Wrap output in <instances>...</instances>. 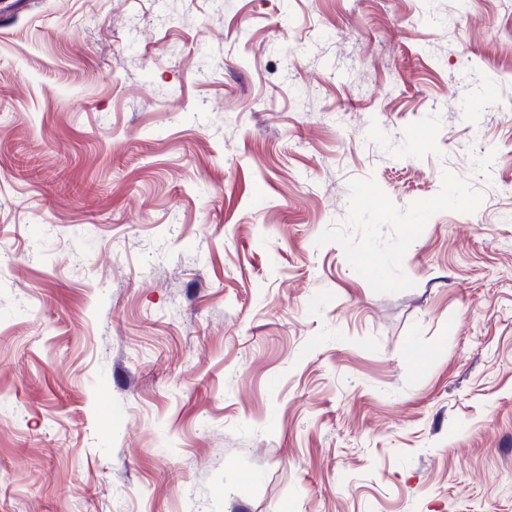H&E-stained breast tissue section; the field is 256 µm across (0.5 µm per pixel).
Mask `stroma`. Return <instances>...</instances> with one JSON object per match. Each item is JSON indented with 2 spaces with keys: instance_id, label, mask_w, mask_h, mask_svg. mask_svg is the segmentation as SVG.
<instances>
[{
  "instance_id": "obj_1",
  "label": "stroma",
  "mask_w": 512,
  "mask_h": 512,
  "mask_svg": "<svg viewBox=\"0 0 512 512\" xmlns=\"http://www.w3.org/2000/svg\"><path fill=\"white\" fill-rule=\"evenodd\" d=\"M0 512H512V0H0Z\"/></svg>"
}]
</instances>
